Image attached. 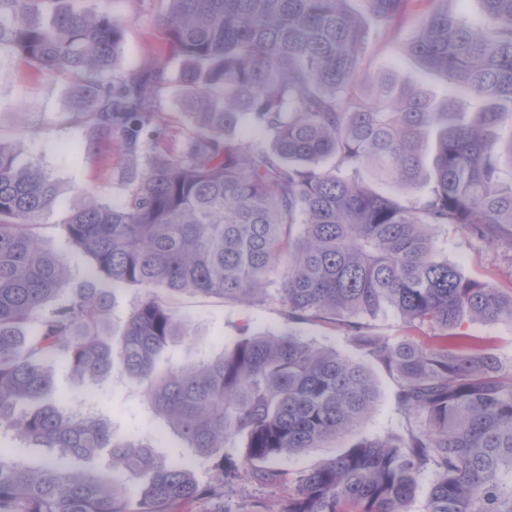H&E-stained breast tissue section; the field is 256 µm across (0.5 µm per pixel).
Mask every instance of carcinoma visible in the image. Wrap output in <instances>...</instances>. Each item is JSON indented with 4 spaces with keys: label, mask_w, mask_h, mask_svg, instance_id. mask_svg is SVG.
Masks as SVG:
<instances>
[{
    "label": "carcinoma",
    "mask_w": 512,
    "mask_h": 512,
    "mask_svg": "<svg viewBox=\"0 0 512 512\" xmlns=\"http://www.w3.org/2000/svg\"><path fill=\"white\" fill-rule=\"evenodd\" d=\"M166 2L164 47L119 72L124 19L78 0H0V54L63 81L65 121L115 144L121 169L118 199L91 196L61 221L89 261L73 288L39 234L60 185L0 135V428L60 458L112 456L98 477L0 455V512H190L224 504L242 463L273 480L272 463L360 426L375 400L365 366L300 336L319 319L396 379L407 427L299 473L283 512H404L425 471V512H512V368L466 336L390 343L358 321L383 307L444 331L512 320V293L439 258L435 236L454 224L512 243V0H481L478 25L458 0H361L392 37L413 29L412 54L450 90L483 102L468 114L366 73L370 34L349 0ZM172 88L186 116L174 140L161 112ZM243 126L264 141L235 139ZM369 176L426 190L404 200ZM124 285L144 295L115 335L111 290ZM183 293L276 301L287 328L243 326L220 355L160 371L158 354L191 337L169 306ZM116 359L197 454L218 458L211 485L43 402L52 364L96 379Z\"/></svg>",
    "instance_id": "carcinoma-1"
}]
</instances>
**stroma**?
<instances>
[{
  "label": "stroma",
  "instance_id": "stroma-1",
  "mask_svg": "<svg viewBox=\"0 0 512 512\" xmlns=\"http://www.w3.org/2000/svg\"><path fill=\"white\" fill-rule=\"evenodd\" d=\"M106 2L113 14L127 21L122 67L130 69L141 65L166 40L161 23L165 10L163 0H154L150 10L141 14L133 13L128 0ZM368 24L376 31L365 56V65L370 71L390 72L398 81L418 87L434 99L446 95L447 88L442 80L417 65L404 41L381 32L376 19H369ZM66 108L67 99L60 81L37 74L9 55L0 56V134L15 142L22 162L36 164L59 182L61 196L47 216L41 236L45 247L69 266L73 281L79 283L86 278L87 263L74 254L58 222L84 201L86 193L114 198L120 189L106 160L109 146L100 145L80 159H73L72 147L85 140L86 133L65 122ZM437 238L442 257L448 258L466 277L505 293L512 291V246L482 243L452 224L438 229ZM172 307L176 316L189 325L194 337L171 343L161 356L160 363L164 366L197 364L219 354L225 340L234 336L235 327L241 322H248L256 332L274 333L286 325L281 306L272 300L244 307L211 297L184 294L173 300ZM363 322L370 335L390 342L409 338L428 344L435 336L434 329L427 326L408 328L390 308L364 317ZM463 330L480 340L505 365L512 366V322L475 321L464 324ZM300 331L306 340L317 346L334 349L367 367L376 382V400L361 426L339 439L335 448H308L276 462L277 471L291 476L318 466L332 456L334 450L400 432L406 427V418L396 400L395 380L339 324L327 319L315 320L301 324ZM52 400L63 411L106 420L116 435L146 440L159 460L192 458L191 448L155 414L141 388L121 368H114L111 376L93 384L74 376L63 364H55ZM288 494L287 484L279 481L265 484L245 481L230 507L232 512H284Z\"/></svg>",
  "mask_w": 512,
  "mask_h": 512
}]
</instances>
